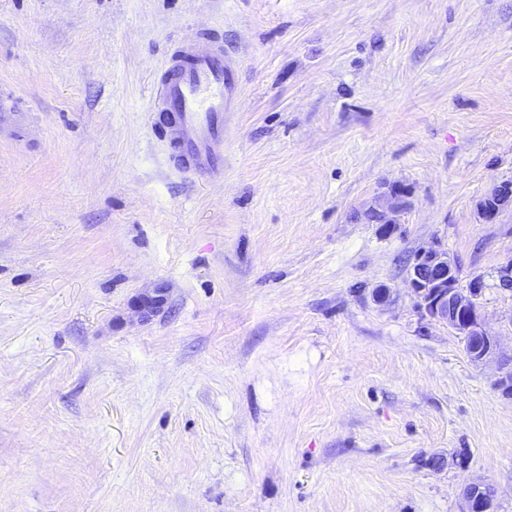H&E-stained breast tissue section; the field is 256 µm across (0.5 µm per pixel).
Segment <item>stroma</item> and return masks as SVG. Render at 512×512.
I'll return each instance as SVG.
<instances>
[{"label": "stroma", "instance_id": "1", "mask_svg": "<svg viewBox=\"0 0 512 512\" xmlns=\"http://www.w3.org/2000/svg\"><path fill=\"white\" fill-rule=\"evenodd\" d=\"M203 26L239 71L219 183L148 120ZM0 92V512H459L472 480L512 512V399L405 267L441 241L512 353V210L479 215L512 0H0ZM404 199L401 194L396 192L389 195L383 205L372 206L361 213L364 223L376 224L375 219L378 217L385 218L386 224H381L385 230H390L395 224V216L404 206Z\"/></svg>", "mask_w": 512, "mask_h": 512}]
</instances>
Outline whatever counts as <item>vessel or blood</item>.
<instances>
[{
	"instance_id": "b4317fda",
	"label": "vessel or blood",
	"mask_w": 512,
	"mask_h": 512,
	"mask_svg": "<svg viewBox=\"0 0 512 512\" xmlns=\"http://www.w3.org/2000/svg\"><path fill=\"white\" fill-rule=\"evenodd\" d=\"M235 72L215 31L181 43L156 73L152 127L175 172L201 181L224 176V123Z\"/></svg>"
}]
</instances>
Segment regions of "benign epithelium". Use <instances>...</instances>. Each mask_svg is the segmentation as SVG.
I'll return each mask as SVG.
<instances>
[{
	"label": "benign epithelium",
	"instance_id": "benign-epithelium-1",
	"mask_svg": "<svg viewBox=\"0 0 512 512\" xmlns=\"http://www.w3.org/2000/svg\"><path fill=\"white\" fill-rule=\"evenodd\" d=\"M403 206V196L394 192L384 204L364 210L361 217L366 224L375 223L378 217L384 218L386 224L383 228L389 230ZM507 208L512 209V184L500 182L492 186L480 203L479 214L484 221L492 222ZM407 266L409 284L422 314L448 325V329L462 337L471 363L497 362L499 376L496 388L503 397L512 399V358L506 360L501 356L497 336L485 327L477 303L481 282L475 279L467 288H462L456 259L439 244L415 251ZM462 497L461 512H496V493L487 483H467Z\"/></svg>",
	"mask_w": 512,
	"mask_h": 512
}]
</instances>
